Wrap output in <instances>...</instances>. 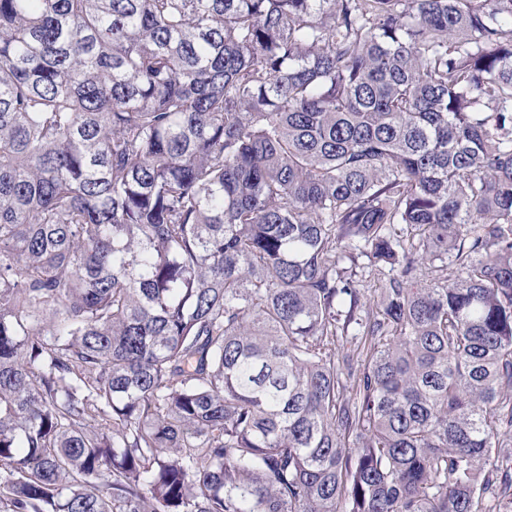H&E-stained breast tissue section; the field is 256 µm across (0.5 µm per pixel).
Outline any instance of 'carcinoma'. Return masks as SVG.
<instances>
[{"label":"carcinoma","mask_w":512,"mask_h":512,"mask_svg":"<svg viewBox=\"0 0 512 512\" xmlns=\"http://www.w3.org/2000/svg\"><path fill=\"white\" fill-rule=\"evenodd\" d=\"M511 445L512 0H0V512H508ZM369 261L366 257H359L357 261H355L356 266H353V271L356 273V281H358V288H364L368 293H373L375 288H379L384 278L388 276L390 273L389 270L381 269L379 272L378 268H371L368 265ZM369 266V268H368Z\"/></svg>","instance_id":"cac0c4a2"}]
</instances>
